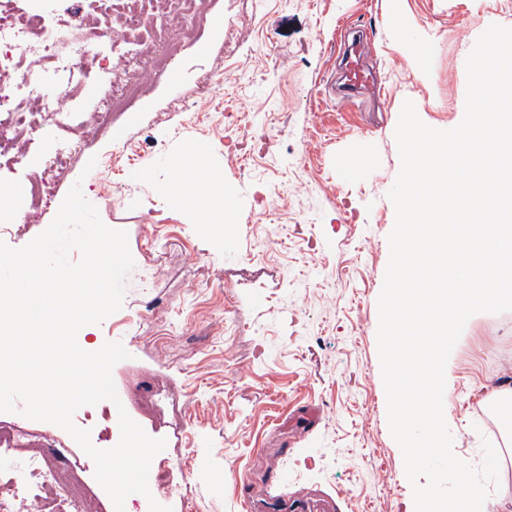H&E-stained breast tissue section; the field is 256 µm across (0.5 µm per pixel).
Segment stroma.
Wrapping results in <instances>:
<instances>
[{"label": "stroma", "mask_w": 512, "mask_h": 512, "mask_svg": "<svg viewBox=\"0 0 512 512\" xmlns=\"http://www.w3.org/2000/svg\"><path fill=\"white\" fill-rule=\"evenodd\" d=\"M90 18L96 0H0V15L54 23ZM216 12L224 24L207 22ZM123 41L80 61L61 92L65 122L44 118L0 157V187L39 201L6 237L20 248L54 219L76 182L102 222L125 231L135 266L122 307L80 329L84 350L118 341V402L85 405L75 424L100 449L127 413L176 471L153 500L172 512H407L412 495L386 417L377 347L378 297L400 170L394 131L404 101L437 129L464 115L466 58L493 24L512 27V0H202L183 21L152 0H114ZM344 27L371 30L386 86L383 110L341 107L325 92L340 73ZM425 56L426 69L416 59ZM142 93L115 112L126 130L96 129L127 83ZM267 146L241 167L252 131ZM76 151L53 167L59 142ZM239 186V205L207 223L175 192L195 171ZM444 401L460 459L499 456L490 512H512V426L494 423L491 391L512 387V311L475 314L451 356Z\"/></svg>", "instance_id": "stroma-1"}]
</instances>
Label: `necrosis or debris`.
I'll use <instances>...</instances> for the list:
<instances>
[{
  "instance_id": "obj_1",
  "label": "necrosis or debris",
  "mask_w": 512,
  "mask_h": 512,
  "mask_svg": "<svg viewBox=\"0 0 512 512\" xmlns=\"http://www.w3.org/2000/svg\"><path fill=\"white\" fill-rule=\"evenodd\" d=\"M1 43L9 45L18 74L0 84V132H36L50 109L46 85L70 75L78 59L107 48L106 41H90L82 23L52 26L40 16L0 23ZM0 451L19 454L26 475L22 482L0 476V512H91L96 494L83 480L86 461L67 456L46 431L0 418Z\"/></svg>"
}]
</instances>
